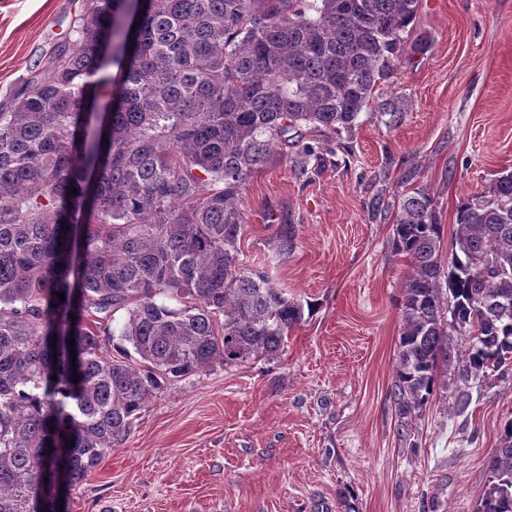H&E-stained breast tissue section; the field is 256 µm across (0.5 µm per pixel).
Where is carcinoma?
Wrapping results in <instances>:
<instances>
[{
    "mask_svg": "<svg viewBox=\"0 0 512 512\" xmlns=\"http://www.w3.org/2000/svg\"><path fill=\"white\" fill-rule=\"evenodd\" d=\"M130 2L81 0L0 111V512H59L61 485L123 445L164 384L278 357L304 308L238 259L248 179L277 145L307 174L314 136L374 104L403 117L380 90L419 0H136L132 22ZM456 224L445 267L433 198L398 202L404 414L441 366L462 410L512 366V174ZM95 314L122 318L118 356ZM487 469L478 512H512V418Z\"/></svg>",
    "mask_w": 512,
    "mask_h": 512,
    "instance_id": "1",
    "label": "carcinoma"
}]
</instances>
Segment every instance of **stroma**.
<instances>
[{
  "instance_id": "stroma-1",
  "label": "stroma",
  "mask_w": 512,
  "mask_h": 512,
  "mask_svg": "<svg viewBox=\"0 0 512 512\" xmlns=\"http://www.w3.org/2000/svg\"><path fill=\"white\" fill-rule=\"evenodd\" d=\"M80 0H0V109L67 33ZM422 49L383 89L397 125L362 112L296 175L282 151L243 194L240 257L306 311L274 360L167 384L66 512H477L512 418V371L400 414L393 390L410 261L392 245L404 193H429L449 257L461 202L512 172V0H420ZM294 246L276 252L280 225Z\"/></svg>"
}]
</instances>
